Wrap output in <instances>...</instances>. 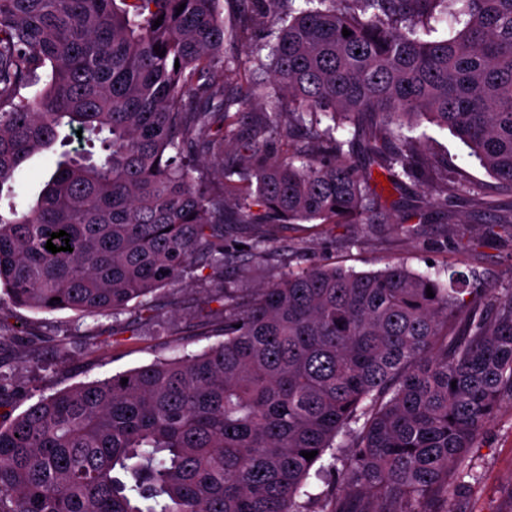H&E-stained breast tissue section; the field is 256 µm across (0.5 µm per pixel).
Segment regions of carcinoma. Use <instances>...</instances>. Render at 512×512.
Segmentation results:
<instances>
[{"label":"carcinoma","instance_id":"cac0c4a2","mask_svg":"<svg viewBox=\"0 0 512 512\" xmlns=\"http://www.w3.org/2000/svg\"><path fill=\"white\" fill-rule=\"evenodd\" d=\"M219 2L0 0V191L64 147L34 206L0 209L15 305L150 312L191 264L224 267L238 224L383 219L374 166L445 192L448 161L403 132L423 121L512 191V0H239L233 28ZM448 13L462 27L435 35ZM242 69L267 74L265 111L224 87ZM59 230L73 251L45 248ZM232 261L278 277L224 289L223 340L0 423V512H450L449 477L474 476L469 448L512 399V294L467 299L402 262L293 267L261 234ZM328 476L336 492H310Z\"/></svg>","mask_w":512,"mask_h":512}]
</instances>
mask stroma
Returning a JSON list of instances; mask_svg holds the SVG:
<instances>
[{"mask_svg":"<svg viewBox=\"0 0 512 512\" xmlns=\"http://www.w3.org/2000/svg\"><path fill=\"white\" fill-rule=\"evenodd\" d=\"M422 140V154L445 155L449 175L462 174L482 187L480 193L448 194V214L416 216L434 185L424 177L385 191L398 202L389 224H273L264 231L272 247L287 251L303 267L340 265L375 271L402 261L412 270L437 276L452 266L463 272L471 288L505 294L512 291V236H489L486 225L512 214V192L492 188L491 177L467 149L446 131L422 123L413 131ZM58 149L30 158L14 182L18 204L34 203L55 166ZM411 226L410 234L397 224ZM470 247H462V239ZM277 271L258 267L237 279L232 267H190L178 279L151 294L153 320L137 305L112 315H80L69 310L34 312L0 301V370L9 377V391L0 402V416H16L40 396L124 372L161 358L198 352L215 344L206 326L222 321L220 298L226 282L240 280L253 289L274 280ZM475 478L465 479L448 499L450 512H512V400H503L470 450Z\"/></svg>","mask_w":512,"mask_h":512,"instance_id":"1","label":"stroma"}]
</instances>
